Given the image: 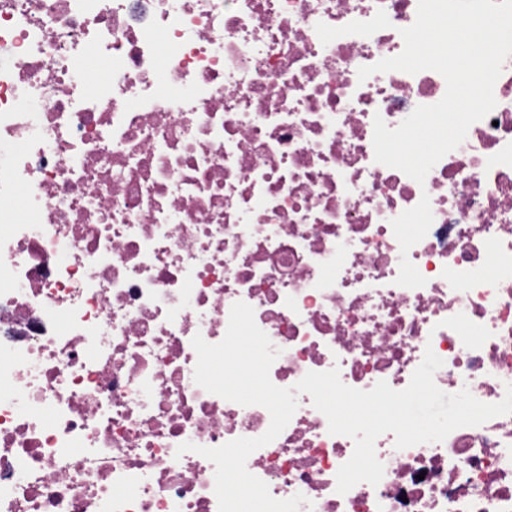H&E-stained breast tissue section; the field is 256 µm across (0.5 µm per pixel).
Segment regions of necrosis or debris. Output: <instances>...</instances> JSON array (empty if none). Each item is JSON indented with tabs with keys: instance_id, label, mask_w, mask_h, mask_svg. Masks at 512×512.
<instances>
[{
	"instance_id": "necrosis-or-debris-1",
	"label": "necrosis or debris",
	"mask_w": 512,
	"mask_h": 512,
	"mask_svg": "<svg viewBox=\"0 0 512 512\" xmlns=\"http://www.w3.org/2000/svg\"><path fill=\"white\" fill-rule=\"evenodd\" d=\"M418 0H0V512H218L178 454L270 425L194 381L243 301L290 388L512 384V56L496 107L416 182L373 119L438 102L398 55ZM111 75L97 82L98 64ZM310 395L247 460L299 512H512V414L378 437V485Z\"/></svg>"
}]
</instances>
